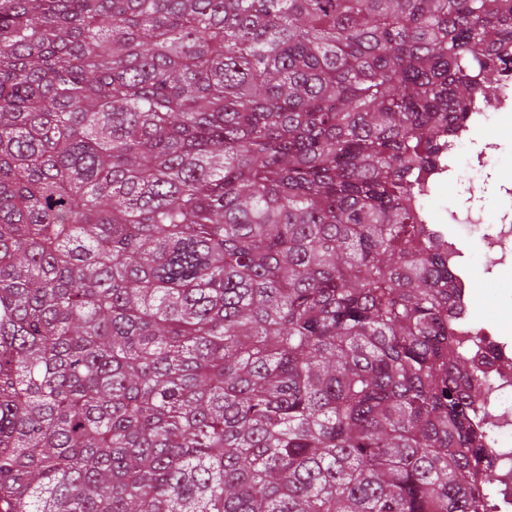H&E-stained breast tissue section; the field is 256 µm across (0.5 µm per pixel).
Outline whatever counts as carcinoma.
<instances>
[{
  "label": "carcinoma",
  "instance_id": "obj_1",
  "mask_svg": "<svg viewBox=\"0 0 512 512\" xmlns=\"http://www.w3.org/2000/svg\"><path fill=\"white\" fill-rule=\"evenodd\" d=\"M512 0H0V512H488L420 174Z\"/></svg>",
  "mask_w": 512,
  "mask_h": 512
}]
</instances>
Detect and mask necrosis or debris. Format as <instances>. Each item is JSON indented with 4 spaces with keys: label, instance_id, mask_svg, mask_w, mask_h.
I'll list each match as a JSON object with an SVG mask.
<instances>
[{
    "label": "necrosis or debris",
    "instance_id": "necrosis-or-debris-1",
    "mask_svg": "<svg viewBox=\"0 0 512 512\" xmlns=\"http://www.w3.org/2000/svg\"><path fill=\"white\" fill-rule=\"evenodd\" d=\"M488 95L494 102L492 110L470 107L469 122L459 129L448 150L454 159H466L470 176L452 172L450 165L442 163L430 169L423 179L424 193L428 196L441 192L452 181L465 186L468 193L465 203L442 216L426 206L421 213L425 223L447 226L439 238L448 246L449 266L456 269L453 285L455 301L461 310L460 334L467 354L491 381L485 398L486 420L504 444L492 458L479 460L475 479L480 485L488 481L496 485L500 496L497 512H512V449L505 447L512 440V411L503 407L505 397L512 394V343L503 341L495 328L475 327L471 283L461 270L464 253L458 246L459 236L455 231L459 224L487 225L480 250L485 267L512 271V211L505 209L492 214L487 208L489 196L512 199V176L496 180L487 172L488 146L480 138L493 120L512 122V72L501 74Z\"/></svg>",
    "mask_w": 512,
    "mask_h": 512
}]
</instances>
